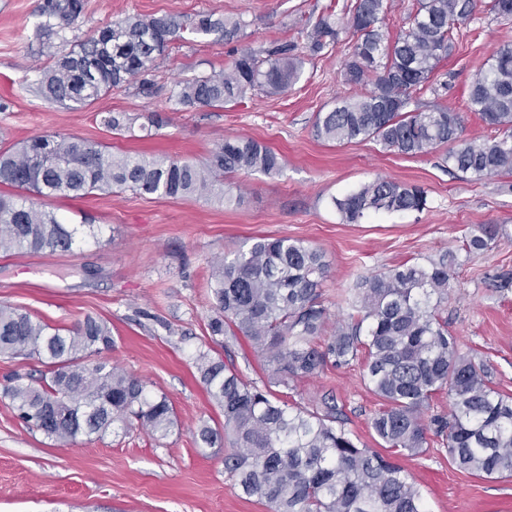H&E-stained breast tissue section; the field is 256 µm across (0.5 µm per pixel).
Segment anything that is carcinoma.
I'll return each instance as SVG.
<instances>
[{"label":"carcinoma","mask_w":512,"mask_h":512,"mask_svg":"<svg viewBox=\"0 0 512 512\" xmlns=\"http://www.w3.org/2000/svg\"><path fill=\"white\" fill-rule=\"evenodd\" d=\"M478 0H417L410 28L391 37L383 30L388 0H355L339 17L327 8L306 30L305 49L318 54L338 43L343 30L353 40L344 80L374 88L316 114L314 135L327 142L375 140L406 155L448 150V167L471 178L512 173V42L503 43L475 75L466 110L495 135L465 139L463 119L449 107L411 110L412 94L432 78L453 48V32L473 20ZM84 10L83 0H44L38 26L66 39L63 31ZM235 15L201 12L131 17L106 26L40 69L37 88L49 102L85 107L120 89L164 56L169 43L187 33L226 43L244 35ZM296 40L264 51L244 48L220 73L178 82L175 97L189 108H222L254 91L282 94L303 74ZM141 129L159 130L168 118L142 116ZM38 137L0 151V249L69 252L97 243L101 226H77L40 209L27 195L81 199L114 189L162 197L230 199L224 177L280 172L279 157L247 137L226 138L197 165L177 158L115 155L75 136ZM345 224H361L380 212L425 209L426 191L384 177L332 198ZM495 224H477L466 252L489 248ZM215 315L213 336L246 338L268 368L269 383L289 384L327 365L363 362L362 378L384 401L371 419L375 435L394 452L421 455L430 436L442 440L455 464L485 477L512 476V397L491 387L487 366L459 351L440 315L451 292L448 258L428 257L358 281L346 299L351 313L321 340L329 310L321 286L328 271L323 254L288 236L256 237L227 255L209 260ZM107 322L86 316L71 329H52L9 304H0V356L36 358L37 378L17 375L0 390L17 417L54 441L101 437L133 424L164 437L174 425L167 397L155 396L138 376L112 364ZM201 383L224 414V431L204 423L198 437L212 447L230 438L224 469L247 497L265 501L270 512H426L419 491L403 470L381 453L356 445L340 422L334 399L306 411L245 381L234 367L207 351L195 356ZM448 395V414L425 420L433 397Z\"/></svg>","instance_id":"1"}]
</instances>
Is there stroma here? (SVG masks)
Masks as SVG:
<instances>
[{
    "label": "stroma",
    "instance_id": "35a3bbf8",
    "mask_svg": "<svg viewBox=\"0 0 512 512\" xmlns=\"http://www.w3.org/2000/svg\"><path fill=\"white\" fill-rule=\"evenodd\" d=\"M42 2L0 0V149L57 132L115 154L202 163L224 138L246 136L276 152L283 168L273 176L227 177L232 204L130 191L38 198L42 209L72 223L102 225V241L70 252L0 250V303L52 327L73 326L88 314L107 321L115 340L108 359L141 377L152 393L166 395L176 424L163 439L135 426L100 440L60 443L29 430L0 400V512H269L264 501L234 487L223 452L196 438L200 424L224 423L200 381L198 350L223 358L246 381L268 380L245 338L227 344L208 328L214 314L210 259L255 237L286 235L323 252L328 273L322 292L334 320L346 314L344 297L358 279L415 258L447 255L452 292L441 314L448 331L461 353L486 361L494 387L512 396V174L462 177L444 167L441 147L410 156L373 140L317 139L316 112L356 92L344 80V32L336 47L308 58L300 81L286 93L258 92L239 104L198 109L184 108L173 96L178 81L222 71L241 49L292 39L308 18L331 5L344 12L351 0H85L62 39L37 32ZM202 11L242 16L247 27L241 40L175 39L146 79H133L77 110L48 104L35 89L48 51H69V39L128 16ZM509 40L512 17L494 16L480 0L429 87L414 93L412 107H453L463 115L465 138L490 137L466 102L478 68ZM145 80L152 85L148 95L139 90ZM155 110L170 122L149 134L137 128L115 132L101 122L109 112L135 118ZM378 176L424 188L425 209L342 223L332 198ZM476 224L498 225L500 234L488 251L470 256L464 241ZM361 372L358 364L326 366L296 382L289 400L313 411L323 397H334L357 445L376 449L380 440L370 421L381 401ZM393 460L419 489L428 512H512V477L489 479L459 469L439 438L423 455L397 454Z\"/></svg>",
    "mask_w": 512,
    "mask_h": 512
}]
</instances>
